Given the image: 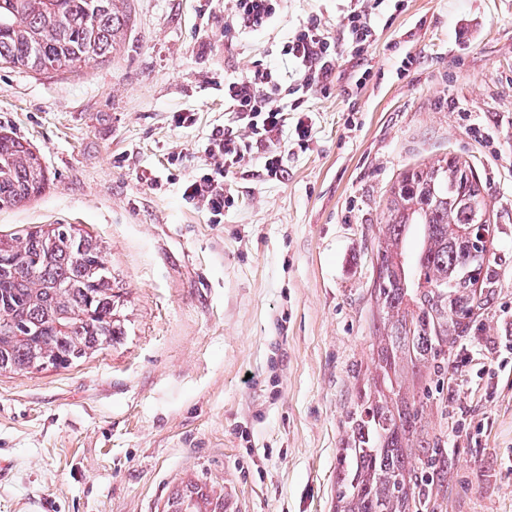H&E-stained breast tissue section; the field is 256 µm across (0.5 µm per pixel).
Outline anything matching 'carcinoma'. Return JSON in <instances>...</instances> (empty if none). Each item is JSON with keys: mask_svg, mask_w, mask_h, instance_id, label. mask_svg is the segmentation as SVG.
Here are the masks:
<instances>
[{"mask_svg": "<svg viewBox=\"0 0 512 512\" xmlns=\"http://www.w3.org/2000/svg\"><path fill=\"white\" fill-rule=\"evenodd\" d=\"M127 0H0V64L72 71L111 54L127 26ZM48 173L40 153L0 132V205L42 193ZM483 186L446 157L403 172L382 212L373 294L383 328L378 378L350 412L339 459L336 512H409L427 502L431 480L418 473L422 405L399 377L410 366L441 376L448 337L463 332L481 305L480 288L497 271L488 240L468 233ZM419 249L407 248L412 230ZM112 270L95 238L71 224L0 235V373L68 368L123 335ZM211 495L188 484L170 497L171 512H202Z\"/></svg>", "mask_w": 512, "mask_h": 512, "instance_id": "1", "label": "carcinoma"}]
</instances>
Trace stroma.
<instances>
[{
	"label": "stroma",
	"instance_id": "35a3bbf8",
	"mask_svg": "<svg viewBox=\"0 0 512 512\" xmlns=\"http://www.w3.org/2000/svg\"><path fill=\"white\" fill-rule=\"evenodd\" d=\"M231 7L128 0L107 57L0 65V131L48 169L38 197L0 205V234L59 223L96 238L124 331L69 368L0 373V512H167L189 482L232 487L237 512H336L348 416L377 364L382 210L403 171L444 156L483 184L498 275L445 377L408 378L429 506L512 512V374L482 373L512 336V0H383L367 53L339 49L308 95L311 140L283 138L277 172L257 153L230 169L215 224L180 184L228 120L225 78L279 64L309 17L340 33L339 0H283L256 32L233 28ZM464 345L480 358L460 367Z\"/></svg>",
	"mask_w": 512,
	"mask_h": 512
}]
</instances>
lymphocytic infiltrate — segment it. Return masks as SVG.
<instances>
[{"instance_id":"lymphocytic-infiltrate-1","label":"lymphocytic infiltrate","mask_w":512,"mask_h":512,"mask_svg":"<svg viewBox=\"0 0 512 512\" xmlns=\"http://www.w3.org/2000/svg\"><path fill=\"white\" fill-rule=\"evenodd\" d=\"M281 0H233L231 22L242 31L263 29L280 8ZM342 37L352 52L368 50L374 41L372 8L368 0H349L340 21ZM295 71L293 82L260 64L224 83V109L229 124L214 128L203 146L210 164L203 173L189 176L181 185L187 203L205 210L213 223H221L227 199L224 174L254 150L264 149V165L276 170L278 157L272 146L291 134L298 143H308L313 119L304 99L315 88H326L336 67V42L320 18L301 24L294 37L280 50Z\"/></svg>"}]
</instances>
